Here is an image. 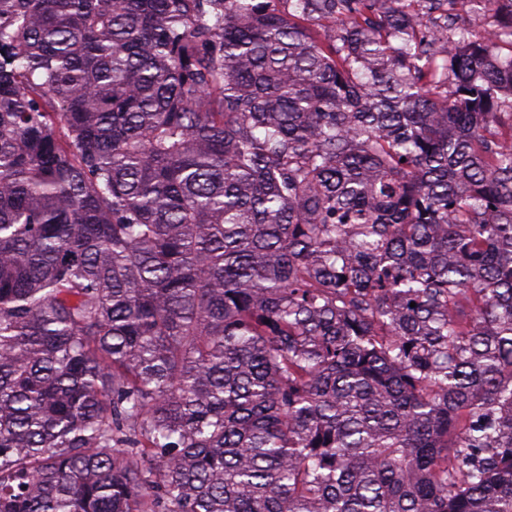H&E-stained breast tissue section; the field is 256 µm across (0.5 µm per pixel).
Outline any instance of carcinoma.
<instances>
[{
    "label": "carcinoma",
    "mask_w": 512,
    "mask_h": 512,
    "mask_svg": "<svg viewBox=\"0 0 512 512\" xmlns=\"http://www.w3.org/2000/svg\"><path fill=\"white\" fill-rule=\"evenodd\" d=\"M0 512H512V0H0Z\"/></svg>",
    "instance_id": "obj_1"
}]
</instances>
